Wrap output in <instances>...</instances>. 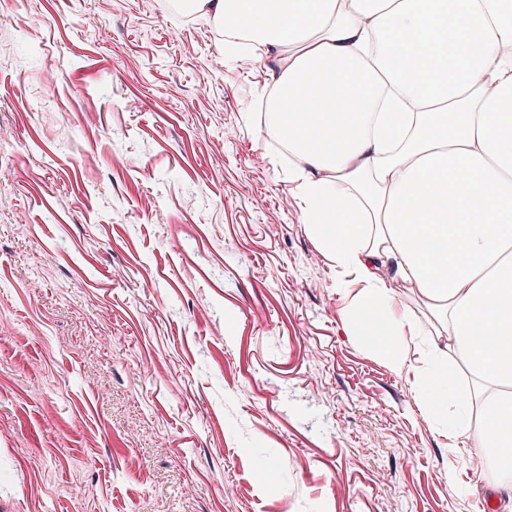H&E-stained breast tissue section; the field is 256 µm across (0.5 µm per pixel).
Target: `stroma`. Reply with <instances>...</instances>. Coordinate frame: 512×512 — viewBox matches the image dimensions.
<instances>
[{"mask_svg":"<svg viewBox=\"0 0 512 512\" xmlns=\"http://www.w3.org/2000/svg\"><path fill=\"white\" fill-rule=\"evenodd\" d=\"M165 3L0 0V512H507L348 335L266 59Z\"/></svg>","mask_w":512,"mask_h":512,"instance_id":"stroma-1","label":"stroma"}]
</instances>
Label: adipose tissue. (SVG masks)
<instances>
[{"label": "adipose tissue", "mask_w": 512, "mask_h": 512, "mask_svg": "<svg viewBox=\"0 0 512 512\" xmlns=\"http://www.w3.org/2000/svg\"><path fill=\"white\" fill-rule=\"evenodd\" d=\"M244 20L273 64L265 132L288 143L310 235L361 290L347 315L433 413L512 464V0H187ZM417 288L481 386L488 420L451 401L454 362L419 360L388 286Z\"/></svg>", "instance_id": "1"}]
</instances>
